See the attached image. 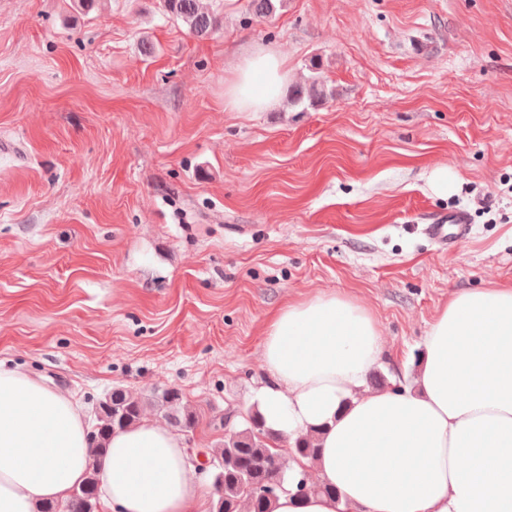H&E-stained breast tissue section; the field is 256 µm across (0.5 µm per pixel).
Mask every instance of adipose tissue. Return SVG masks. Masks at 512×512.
<instances>
[{
	"label": "adipose tissue",
	"instance_id": "ef3b65f1",
	"mask_svg": "<svg viewBox=\"0 0 512 512\" xmlns=\"http://www.w3.org/2000/svg\"><path fill=\"white\" fill-rule=\"evenodd\" d=\"M288 58L254 48L224 87L231 112L279 102ZM384 352L367 308L336 294L292 301L268 321L267 383L256 395L280 439L311 437L289 462L335 495H278L273 512H512V286L452 295L424 341L412 387L374 390ZM91 449L74 399L0 366V512H36L87 476ZM103 512H208L183 438L145 419L113 434L98 463Z\"/></svg>",
	"mask_w": 512,
	"mask_h": 512
}]
</instances>
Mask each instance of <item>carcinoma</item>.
Wrapping results in <instances>:
<instances>
[{"label":"carcinoma","instance_id":"carcinoma-1","mask_svg":"<svg viewBox=\"0 0 512 512\" xmlns=\"http://www.w3.org/2000/svg\"><path fill=\"white\" fill-rule=\"evenodd\" d=\"M163 14L182 22L188 32L207 39L219 28L217 15L204 7L202 0H159ZM284 0H251L250 8L257 18L272 16ZM310 83L298 85L288 93L294 106H312L324 98L316 65H311ZM157 408L175 427L189 431L196 427V413L183 406L181 392L165 388L143 399L123 388H114L99 401L94 426L95 442L92 448L100 455L116 430L138 423L145 406ZM271 433L265 429L258 406L247 411L246 427L225 436L224 443L207 453L212 462L213 490L216 500L213 512H272L271 504L284 490L286 463L268 447ZM319 448L307 439L295 440L289 458L314 459ZM296 494L304 497L312 493L336 494V490L313 484L302 476L295 484ZM36 512H98V491L95 470H89L83 484L74 488L64 501H43Z\"/></svg>","mask_w":512,"mask_h":512}]
</instances>
